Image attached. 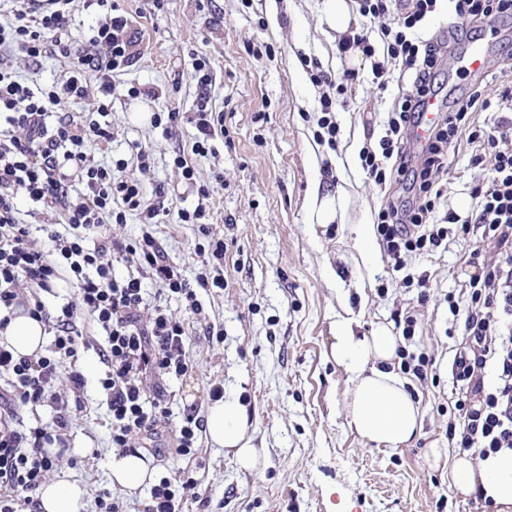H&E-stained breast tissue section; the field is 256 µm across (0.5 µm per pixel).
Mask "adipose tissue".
<instances>
[{"label":"adipose tissue","instance_id":"ef3b65f1","mask_svg":"<svg viewBox=\"0 0 512 512\" xmlns=\"http://www.w3.org/2000/svg\"><path fill=\"white\" fill-rule=\"evenodd\" d=\"M16 354L38 352L45 343L42 323L25 314L13 315L4 333ZM400 339L387 327H378L362 338L353 333L350 322H338L330 352L351 375L353 386L346 419L350 431L384 448H400L411 442L421 429L422 410L403 381L385 368L392 362ZM207 432L218 447L233 451L238 462L251 466L256 450L247 437V418L234 400L210 406ZM450 485L458 493L484 494L497 512H512V448L487 457L457 456L449 470Z\"/></svg>","mask_w":512,"mask_h":512}]
</instances>
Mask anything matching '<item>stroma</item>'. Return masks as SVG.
<instances>
[{
    "label": "stroma",
    "mask_w": 512,
    "mask_h": 512,
    "mask_svg": "<svg viewBox=\"0 0 512 512\" xmlns=\"http://www.w3.org/2000/svg\"><path fill=\"white\" fill-rule=\"evenodd\" d=\"M134 33L133 63L112 74L107 121L110 143L92 146L96 160L118 165L123 178L142 177L137 146L154 151L146 180L148 197L160 210L157 224L145 226L137 213L111 225L122 239L152 230L186 279L199 271L195 254L202 237L197 225L181 223L178 212L204 205L210 230L230 245L224 258V286L199 292L211 322L224 329L222 341L203 335L199 320L178 296L160 297L148 285V301H162L183 321L189 336L192 371L172 382L171 422L184 411L207 416L212 383L239 400L248 416L247 434L259 460L243 468L233 452L201 438L192 458L160 463L147 458L156 476L190 473L206 506L189 512H476L472 497L454 491L448 469L455 452L448 443L444 409L454 398L447 365L462 334V320L448 311V293H460L476 237L449 236L445 247L407 259L393 271L378 241L362 244L361 226L374 224L389 189L363 171L359 152L378 144L392 105L407 92V80L376 82L373 59L352 61L339 47L330 0H112ZM483 47L487 90L498 94L512 83V58L499 42L464 39L444 61L439 81L446 105L463 98L474 75L460 69L459 57ZM210 81L200 85L199 62ZM341 78L355 75L339 97L335 146L314 132L325 86L313 83L312 67ZM223 113L224 132L213 135L206 157L191 146L198 134L200 103ZM159 112L179 113L177 127L155 124ZM475 144L459 139L440 175L443 196L431 216L442 224L449 212L477 214L475 186L488 168L471 165ZM182 156L194 166L187 183L174 165ZM332 194L336 219L315 220L316 196ZM429 280V300L418 304V288L406 274ZM415 310L419 323L409 349L432 357L434 382L412 376L404 382L419 401V437L402 448H379L351 432L346 405L352 383L330 355L340 320L368 336L392 325L398 310ZM91 342L79 368L85 375L83 408L67 435L69 448L54 475L82 484L80 512H99L98 496L110 489L113 448L106 397L100 386L106 367L93 321ZM443 451L433 463L430 449Z\"/></svg>",
    "instance_id": "stroma-1"
}]
</instances>
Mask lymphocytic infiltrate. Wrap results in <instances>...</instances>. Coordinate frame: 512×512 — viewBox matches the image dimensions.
Masks as SVG:
<instances>
[{
    "mask_svg": "<svg viewBox=\"0 0 512 512\" xmlns=\"http://www.w3.org/2000/svg\"><path fill=\"white\" fill-rule=\"evenodd\" d=\"M72 0L29 10L10 7L0 12V53L21 50L35 60L50 55L64 64L59 82L32 88L15 71L0 67V306L22 311L38 320L51 336L45 351L16 355L0 338V512H24L37 507L38 494L56 466L66 434L81 407L86 379L78 368L88 345L85 319H93L104 334L106 371L100 380L107 395L113 447L132 451L133 439L152 442L153 457L170 454L193 457L204 421L187 413L173 430L174 449L157 447L167 428V381L192 369L183 323L166 306L148 304L143 284L153 281L161 291L184 298L192 314H200L198 291L220 288L217 269L227 245L207 234L199 249L202 266L186 279L151 233L139 239H119L110 225L123 223L135 212L146 221L157 216L143 176L151 171L147 149L136 153L140 178L117 177L111 166L98 162L91 143L112 139L109 124L99 117L109 112L112 73L130 66L134 41L125 15L109 12V0H97L105 14L74 45L69 37ZM361 16L376 21L397 15L396 25L383 28L386 58L376 61L378 77L398 67L410 81V92L398 97L391 110L379 150L362 149L361 165L376 185L395 181L411 200L391 201L376 218L378 240L392 263L402 271L408 256L435 251L449 232L461 236L480 230V242L491 260L472 259L462 298H449L452 315H464L463 334L455 345L451 380L457 391L448 409V441L458 453L483 457L512 448V148L499 144L498 131L512 129V117H498L494 127H472L471 110L512 103V88L490 97L484 86L469 94L445 118L424 125V107L439 94L438 75L452 43L470 36L471 26L489 20L512 22V0H449L457 24L448 34L424 39L414 31L433 13L437 0H356ZM87 102L88 111L65 112L68 100ZM486 142L489 155H476V165H488L487 186L476 189L480 213L476 219L449 213L447 224L431 223L442 196L437 177L448 169V151L459 137ZM35 204L38 213L63 216L73 232L49 231L51 251L37 246L28 224L19 218L18 196ZM126 272L116 276L115 265ZM69 274L74 296L51 309L41 298L61 274ZM493 383H486V376ZM50 407L48 426L26 427L20 411ZM193 479L161 478L153 485L141 512H184L188 501H199Z\"/></svg>",
    "mask_w": 512,
    "mask_h": 512,
    "instance_id": "1",
    "label": "lymphocytic infiltrate"
}]
</instances>
